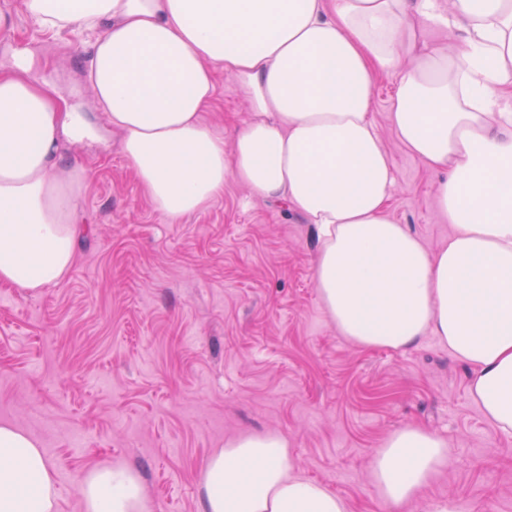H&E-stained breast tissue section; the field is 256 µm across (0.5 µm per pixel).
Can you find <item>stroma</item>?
Here are the masks:
<instances>
[{"label": "stroma", "instance_id": "stroma-1", "mask_svg": "<svg viewBox=\"0 0 512 512\" xmlns=\"http://www.w3.org/2000/svg\"><path fill=\"white\" fill-rule=\"evenodd\" d=\"M0 10L14 19L0 32V69L27 49L31 77L65 89L101 128L83 72L93 34L44 30L23 0ZM213 71L201 118L229 147L249 103ZM395 93L394 77H376L371 117L395 176L387 213L434 251L453 231L436 198L446 173L396 138ZM63 151L89 173L75 261L48 288L0 284V422L39 441L57 512H81L83 475L116 463L139 474L156 512H200L206 458L248 431L285 435L297 467L348 512H384L369 461L407 424L447 440L448 466L404 512L462 500L512 512V435L470 399L467 365L432 340L401 352L342 336L315 285L314 227L287 202L230 178L207 209L174 222L143 194L117 138Z\"/></svg>", "mask_w": 512, "mask_h": 512}]
</instances>
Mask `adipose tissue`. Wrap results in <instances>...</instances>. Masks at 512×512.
I'll use <instances>...</instances> for the list:
<instances>
[{
    "instance_id": "1",
    "label": "adipose tissue",
    "mask_w": 512,
    "mask_h": 512,
    "mask_svg": "<svg viewBox=\"0 0 512 512\" xmlns=\"http://www.w3.org/2000/svg\"><path fill=\"white\" fill-rule=\"evenodd\" d=\"M48 30L97 37L85 79L146 196L170 220L205 209L234 179L314 224V277L338 331L364 348L433 339L471 370L469 393L512 434V0H24ZM456 30L454 53L422 42ZM253 113L232 153L203 123L214 66ZM18 56L0 70V283L57 284L75 259L85 166L62 154L75 118L62 90ZM398 78L397 138L448 178L437 203L454 227L438 250L389 219L391 160L370 112L376 73ZM448 442L405 425L370 462L387 512L441 472ZM202 512H347L300 471L286 436L228 440L200 474ZM39 442L0 423V512H56ZM82 512H152L137 474L95 467Z\"/></svg>"
}]
</instances>
